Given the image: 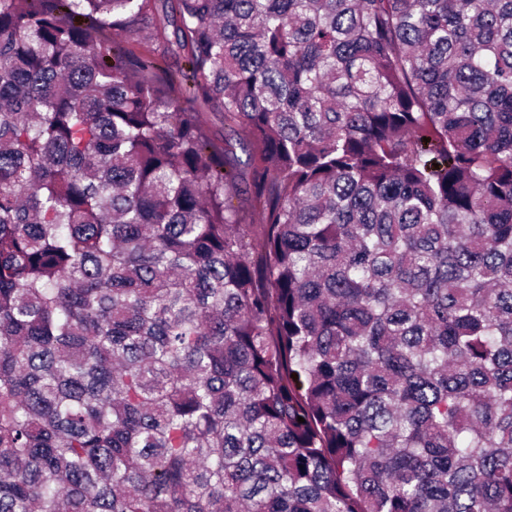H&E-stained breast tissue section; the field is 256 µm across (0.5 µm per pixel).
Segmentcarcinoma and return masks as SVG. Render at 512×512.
I'll list each match as a JSON object with an SVG mask.
<instances>
[{
	"instance_id": "obj_1",
	"label": "carcinoma",
	"mask_w": 512,
	"mask_h": 512,
	"mask_svg": "<svg viewBox=\"0 0 512 512\" xmlns=\"http://www.w3.org/2000/svg\"><path fill=\"white\" fill-rule=\"evenodd\" d=\"M161 2L0 0V512H512V0Z\"/></svg>"
}]
</instances>
